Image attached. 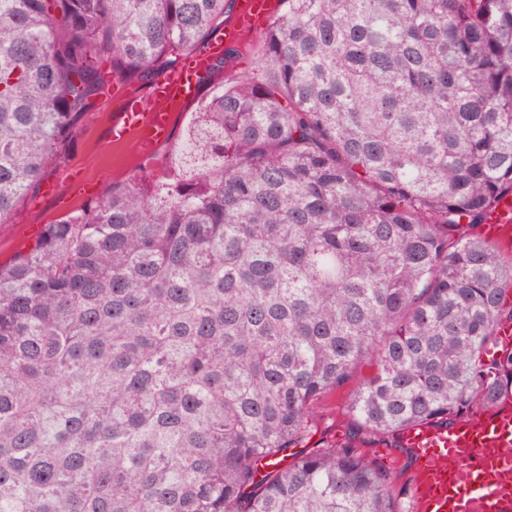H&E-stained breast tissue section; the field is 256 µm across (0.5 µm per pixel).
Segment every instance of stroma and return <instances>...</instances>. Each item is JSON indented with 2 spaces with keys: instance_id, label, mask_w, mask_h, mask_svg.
<instances>
[{
  "instance_id": "obj_1",
  "label": "stroma",
  "mask_w": 512,
  "mask_h": 512,
  "mask_svg": "<svg viewBox=\"0 0 512 512\" xmlns=\"http://www.w3.org/2000/svg\"><path fill=\"white\" fill-rule=\"evenodd\" d=\"M264 32L254 34L244 50L224 54V80L232 84L248 79L261 62ZM113 103L109 95L99 99L96 116L70 139L62 162L49 168L39 189L22 201L6 223L0 224V263L31 248L43 225L78 209L98 197L112 182L148 169L146 153L112 141L108 129ZM79 171L82 183L71 190L69 171ZM375 372L368 363L359 365L343 387L325 394L313 405L314 428L309 444L326 448L345 443L349 435L347 405L360 383Z\"/></svg>"
}]
</instances>
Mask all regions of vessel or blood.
<instances>
[{
  "instance_id": "1",
  "label": "vessel or blood",
  "mask_w": 512,
  "mask_h": 512,
  "mask_svg": "<svg viewBox=\"0 0 512 512\" xmlns=\"http://www.w3.org/2000/svg\"><path fill=\"white\" fill-rule=\"evenodd\" d=\"M283 7L282 0H235L222 33L176 67L157 73L144 99L123 103L114 113L112 138L138 144L144 152L166 142L175 115L197 98L203 77L225 48L247 43ZM486 233L495 242L512 238L511 197L501 199ZM400 442L416 459L410 512H512L511 399L449 427L409 428Z\"/></svg>"
}]
</instances>
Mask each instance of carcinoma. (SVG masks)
Wrapping results in <instances>:
<instances>
[{
  "label": "carcinoma",
  "mask_w": 512,
  "mask_h": 512,
  "mask_svg": "<svg viewBox=\"0 0 512 512\" xmlns=\"http://www.w3.org/2000/svg\"><path fill=\"white\" fill-rule=\"evenodd\" d=\"M234 0H0V224L107 75L173 67ZM255 76L0 265V512H405L354 438L512 397V0H284ZM301 448L280 466V455ZM512 198L506 196L501 199L496 211L492 215L491 223L486 225V233L490 240L500 242L512 236ZM375 373L369 363L359 365L343 387L325 394L313 404L314 428L308 448H326L346 442L350 427L347 405L360 383Z\"/></svg>",
  "instance_id": "obj_1"
}]
</instances>
